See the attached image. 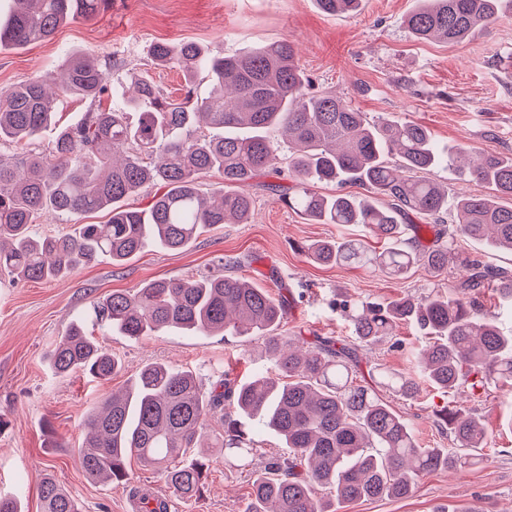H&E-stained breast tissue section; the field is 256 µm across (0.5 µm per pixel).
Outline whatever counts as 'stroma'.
I'll return each instance as SVG.
<instances>
[{"label":"stroma","mask_w":512,"mask_h":512,"mask_svg":"<svg viewBox=\"0 0 512 512\" xmlns=\"http://www.w3.org/2000/svg\"><path fill=\"white\" fill-rule=\"evenodd\" d=\"M416 5L417 0H363L355 13L329 15L314 0H112L94 17L61 26L52 41L0 48V89L60 70L69 50L111 65L112 85L129 87L132 76L145 71L176 94L183 77L150 64L155 43L193 41L211 53L231 55L287 39L315 89L335 93L370 122L422 125L443 153L464 142L477 152L512 157V9L502 8L499 19L475 36L447 44L416 39L405 28L403 19ZM247 191L254 201L248 223L203 229L183 250L148 247L120 266L103 257L51 281L0 279V494L18 499L23 512H41L39 484L46 474L78 499L82 512H128L134 485L168 496L161 475L139 463H131L129 483L104 485L90 480L77 462L88 413L143 365L192 371L207 388L272 369L261 337L171 329L131 339L102 327L93 302L157 278L220 274L230 258L236 276L290 298L283 335L308 341L334 336L349 343L352 325L343 302L452 292L465 274L455 261L444 271L418 264L400 280L316 264L304 248L317 240L362 239L377 249L384 242L359 224L311 223L261 181H252ZM76 321L121 358L118 375L103 381L55 374L47 355ZM396 338L403 347L388 339L358 347L361 370L411 371L409 348L421 337L402 325ZM387 399L424 448L452 445L439 426L440 410L456 405L473 411L488 425L486 461L473 470L429 473L411 497L358 501L339 512H436L448 506L455 512H512V431L500 425L512 412V387L500 385L472 398L425 384L415 398L391 393ZM251 481V473L214 462L202 495L173 499L171 512H243Z\"/></svg>","instance_id":"1"}]
</instances>
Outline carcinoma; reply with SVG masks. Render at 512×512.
<instances>
[{
	"label": "carcinoma",
	"mask_w": 512,
	"mask_h": 512,
	"mask_svg": "<svg viewBox=\"0 0 512 512\" xmlns=\"http://www.w3.org/2000/svg\"><path fill=\"white\" fill-rule=\"evenodd\" d=\"M0 20V47L54 38L71 20L89 19L109 0H11ZM362 0H315L331 15L359 10ZM502 0H420L404 20L420 40L453 44L494 22ZM153 63L178 69L184 95L173 98L146 78H133L128 96L101 100L108 73L92 54L67 57L50 74L0 92V143L29 141L52 124L56 93L91 100L94 107L57 134L48 152L19 163L0 157V272L14 279L51 281L102 256L120 265L144 248L176 251L200 230L246 224L253 207L246 190L275 167L278 127L288 140L291 190L280 194L289 208L316 224H362L386 241L379 252L355 240H319L306 254L320 265L373 268L402 278L424 261L442 271L459 237L493 252L512 253V158L472 157L464 143L441 155L428 130L402 120L370 123L332 94L312 91L286 40L243 54L212 55L195 42L156 43ZM206 96H194L199 80ZM213 129L196 136V127ZM467 165L470 176L496 195L471 196L456 205L455 229L435 235L422 249L420 231L406 238L400 220L410 212L442 221L448 192L429 177L439 167ZM224 175V189L206 193L201 178ZM352 184L362 195H322L316 184ZM154 187L147 209L128 200ZM389 199L388 206L376 197ZM107 209L105 224L78 232L34 237L30 228L47 214ZM466 279L452 295L403 296L386 302L350 301L355 340L374 345L402 322L426 339L414 352L413 371L382 375L379 386L404 398L420 382L451 393L467 385L471 395L488 384H512V335L487 315L475 291L491 285L512 299V270L466 261ZM100 322L129 338L169 330L211 335L226 332L264 340L277 370L273 376L208 390L189 370L143 365L127 386L88 416V435L78 451L83 472L100 483L128 481L127 460L158 471L171 493L190 501L205 487L210 458L219 448L224 467L253 473L245 512H336V505L407 498L428 473L471 468L484 461L488 432L474 413L443 410L457 449L422 448L411 428L373 386L357 382L356 347L321 338L304 349L281 335L285 302L257 285L224 274L155 279L131 291L113 292L93 307ZM55 372L77 371L109 380L122 363L73 323L49 353ZM230 402L234 413L224 412ZM219 419L221 429L211 422ZM274 435L288 455L255 466L254 434L243 420ZM43 512H81L78 499L51 477L40 482Z\"/></svg>",
	"instance_id": "1"
}]
</instances>
